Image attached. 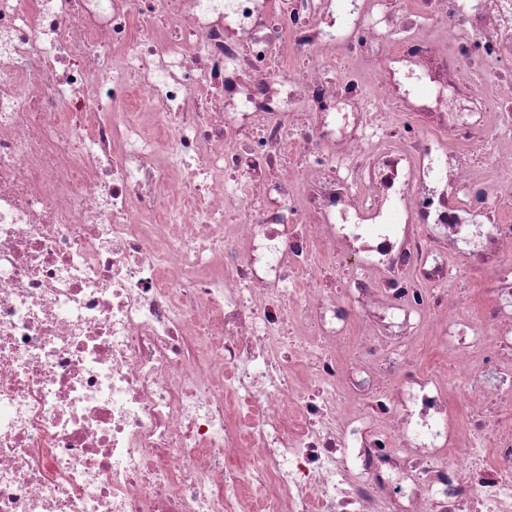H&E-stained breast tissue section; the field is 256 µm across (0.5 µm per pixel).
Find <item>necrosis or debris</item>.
<instances>
[{"label":"necrosis or debris","instance_id":"obj_1","mask_svg":"<svg viewBox=\"0 0 512 512\" xmlns=\"http://www.w3.org/2000/svg\"><path fill=\"white\" fill-rule=\"evenodd\" d=\"M0 512H512V0H0Z\"/></svg>","mask_w":512,"mask_h":512}]
</instances>
